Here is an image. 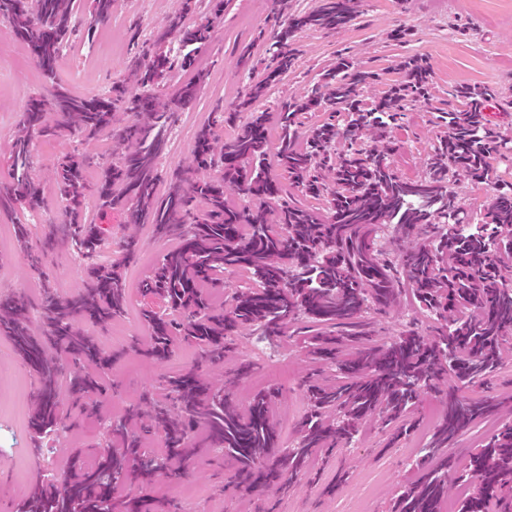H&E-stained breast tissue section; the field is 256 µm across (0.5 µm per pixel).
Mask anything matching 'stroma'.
Segmentation results:
<instances>
[{
	"instance_id": "1",
	"label": "stroma",
	"mask_w": 512,
	"mask_h": 512,
	"mask_svg": "<svg viewBox=\"0 0 512 512\" xmlns=\"http://www.w3.org/2000/svg\"><path fill=\"white\" fill-rule=\"evenodd\" d=\"M186 2L192 5L186 16L188 24L208 17L210 0H115L110 19L93 40L76 38L67 44L56 73L58 84L82 97L98 98L111 83L132 82V60L136 52L130 40L132 32L148 36ZM352 3L354 18L344 28L295 32L296 65L276 82L267 98L257 103V110L275 111L280 101L301 95L341 56L351 58L360 69L378 73V82L364 92L366 100H373L389 84L402 79L399 64L404 58L420 55L431 64L432 97L411 105L395 133L391 161L400 177L423 176L430 146L443 131L437 122L438 111L447 107L448 93L455 87L477 84L494 87L499 97L488 103L487 116L512 139V108L506 105L512 99V0H352ZM316 4L317 0H283L279 6L273 0H224V20L216 26L210 43L195 51L193 68L173 67L161 83L165 96L172 98L196 72L207 75L195 103L175 115L159 160L162 173L191 166L195 135L201 126L215 123L217 135L225 136L224 126L217 123L220 113L229 109L238 94L263 77L268 62L266 49L289 17L311 10ZM399 28L408 30L406 41L393 40L391 33ZM246 46L250 47L251 55L244 61L240 53ZM2 48L22 57L31 78L20 82L10 69L0 70V114L5 117V124L0 127V157L10 151L28 100L43 88L36 62L15 42L10 22L0 17ZM72 70L84 73V83L72 85L68 78ZM132 122V116L118 112L111 130L96 140L85 142L66 133L38 139L29 174L41 185L44 208L33 213L0 211V228L20 222L28 224L32 251L40 256L34 264L19 255L14 246L0 248V299L29 298L33 303L32 321L40 319L38 305L44 292L60 298L77 294L90 266L120 263L121 277L126 280L145 261H159L176 247V240L156 237L151 225L127 224L121 212L104 214L91 204L86 216L88 223L102 231L99 247L88 255L68 241L57 246L48 257L40 255L45 236L62 219L54 184L58 161L78 150L97 164L110 162L119 149L124 128ZM494 167L492 180L474 183L463 178L453 183L452 188L466 211L485 209L497 194L499 181L512 182V160L495 161ZM131 233L139 241V252L133 260L124 262L120 259V246ZM128 293L130 304L123 318L105 327L89 321L80 325L84 334L97 337L107 349L119 354L112 366L97 373L104 386L103 397L113 413L144 403L177 413V404L165 389L162 378L195 364L201 360V352L196 345L183 344L161 363L131 352L133 340L145 333L140 317L144 300L138 287H130ZM412 321L427 332L434 326L432 319L414 309L410 299H402L376 317L373 324L376 341H389ZM233 344L231 358L207 365L206 375L220 385L226 373L239 362L249 361L260 367L287 361L289 375L278 384L281 396L275 404L274 421L281 426L283 446L293 445L296 430L283 427V417L290 408L299 417L306 413L308 401L300 382L317 371V364L296 336L271 345L260 336L246 333L235 337ZM62 367L58 400L70 412V421L77 430L37 436L30 426V417L38 378L17 356L11 340L0 335V390L17 389L22 393L20 408L0 410V512H17L26 496L50 484V476H45L39 465L42 456H49L53 473H57L72 461L75 450H82L84 461L91 465L96 451L107 444V435L99 421L77 414L69 390L72 364L66 361ZM444 412L445 407L438 398H423L414 413L418 422L416 430L393 446L389 445L388 433L380 422H367L355 442L336 449L327 462L315 466L310 478L298 482L288 494L269 491L252 495L248 500L225 486V476L235 469V460L225 455L223 449L209 445L204 434L199 433L194 441L203 452L190 462L187 478L179 483L159 478L143 493L153 500L156 512H246L251 505L258 512H349L354 499L360 496L366 499L364 512H388L399 489L418 479L419 450ZM340 472L347 475L346 483L341 486L336 483ZM331 484L336 485L337 491L329 495L325 489Z\"/></svg>"
}]
</instances>
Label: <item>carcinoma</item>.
Returning <instances> with one entry per match:
<instances>
[{"label":"carcinoma","instance_id":"1","mask_svg":"<svg viewBox=\"0 0 512 512\" xmlns=\"http://www.w3.org/2000/svg\"><path fill=\"white\" fill-rule=\"evenodd\" d=\"M211 16L188 25L184 15L168 16L166 26L139 41L142 59L135 61L136 87L115 83L107 95L87 99L55 85L57 63L70 39H92L95 28L112 15L114 0H90L91 21L83 23L72 0H0V17L12 24L46 82L47 95L30 98L9 156L0 163L21 172L0 207L42 208L41 188L26 176L34 141L62 132L96 138L112 128L113 109L139 118L123 131L118 160L98 168L90 179L91 158L74 151L59 162L55 183L72 241L88 253L100 241L95 224L84 220L86 197L95 196L102 211H125L129 224H151L159 237L178 240L147 279L146 295L160 298L167 310L142 313L147 336L134 342L135 353L161 362L173 346H204V359L220 363L232 353L231 338L248 330L269 339L290 336L294 319H306L303 343L314 360L335 373L331 380L304 381L310 412L298 423L296 444L283 450L273 418L275 390L256 392L240 412L224 388L210 385L201 367H191L169 381L180 405L172 417L132 407L112 421L107 447L96 468L75 463L54 484L32 493L22 512H41L52 497L58 512H74L112 496L125 483L143 487L155 477L187 476L185 465L200 453L192 435L201 428L209 441L224 448L237 467L231 483L242 494L273 487L286 490L309 475L318 457L348 444L371 418L394 430V437L413 431L411 414L420 398L448 382L462 386L488 380L502 365L504 344L512 338V182H504L491 204L479 213L463 209L450 183L463 176L482 183L494 175L493 162L508 142L488 123L486 103L496 97L488 86L453 89L441 119L444 135L431 145L425 174L404 180L393 170L388 139L400 126L408 104L430 97V65L418 56L401 62L404 78L377 99L364 102L365 89L378 74L340 57L305 94L289 99L275 112L242 111L265 97L296 64L291 44L303 28L332 31L352 20L351 0H318L309 12L289 18L278 40L268 48L273 66L266 77L224 113L232 134L220 141L214 127H202L195 140L193 168L215 170L214 179L196 180L187 170L171 174L169 189L157 197V160L174 113L190 105L203 77L185 85L178 97L160 93L163 75L194 58H174L167 44L205 46L224 13V0H212ZM325 110L328 118L302 130L303 115ZM277 129V147L269 154V127ZM344 143V150L337 149ZM279 167L288 183L269 175ZM297 188L325 201L309 207L280 201ZM204 205L201 218L188 224L190 202ZM247 270L253 286L217 304L226 270ZM411 294L417 309L434 318L436 332L402 331L386 344L371 340L364 315L394 307ZM129 299L114 268L93 267L73 297L44 295V335L34 333L25 298L0 300V330L18 355L39 376L38 402L31 426L38 433L65 423L57 401L61 362H93L101 368L114 355L78 324H100L123 317ZM56 349L49 358L45 346ZM72 390L86 399L90 415L101 416L98 379L75 369ZM512 413V396L470 401L447 392V412L434 428L417 465L416 483L397 495L392 512H447L448 492L457 486L455 512H512V423L497 429L465 460L455 452L459 437L474 422ZM158 430L166 456L143 452L145 435Z\"/></svg>","mask_w":512,"mask_h":512}]
</instances>
